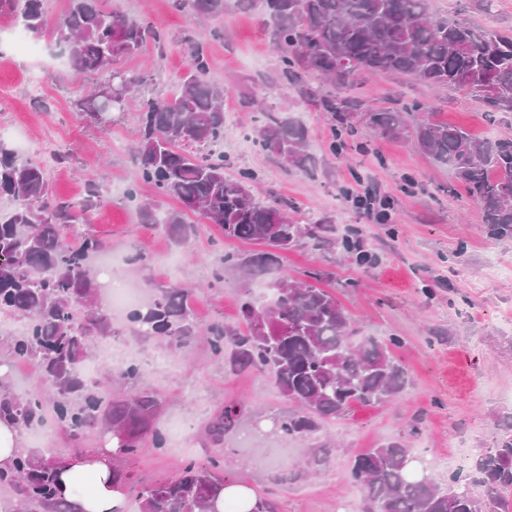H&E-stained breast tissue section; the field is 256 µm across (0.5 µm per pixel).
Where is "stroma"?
Returning <instances> with one entry per match:
<instances>
[{
	"mask_svg": "<svg viewBox=\"0 0 512 512\" xmlns=\"http://www.w3.org/2000/svg\"><path fill=\"white\" fill-rule=\"evenodd\" d=\"M112 6L134 18L148 17L165 31L164 46L147 43L138 56L117 62L128 70L153 63L155 91L172 90L187 74L186 38L204 45L212 79L227 91V177L252 170L264 194L294 204L307 221L328 220L341 233L362 230L367 249L378 257L375 265H360L339 251L302 249L289 252L288 271L297 277L318 271L321 287L335 295L360 335L400 337L395 354L412 376L398 401L358 405L322 426L316 441L329 453L319 466L311 464L312 449L294 442L278 470L236 451L226 454L225 479L272 497L277 512H362L363 495L348 482L347 469L356 455L382 441L404 440L416 456L433 460L430 474L436 480L469 472L478 449L493 447L512 425V236L493 234L452 170L410 141L374 137L359 124L334 135L329 114L316 111L296 92L279 90L274 83L279 58L260 10H242L227 0L223 17L202 22L175 10L172 0H112ZM430 10L512 33V0H498L493 12L485 0H430ZM26 42V50L16 51L13 29L0 20V53L16 54L0 66V134L21 138L37 160H49L54 151L64 155V162L49 171L57 198H81L91 180L101 186L106 201L93 214L92 230L109 250L148 255L144 266L122 265V277L148 289L177 281L199 285L195 307L201 324L236 322L238 295L254 283L228 267L223 287L214 288L211 271L221 252L245 255L257 251V244L224 239L218 226L202 224L189 245L177 246L141 224L140 206L148 203L166 213L179 204L145 184L135 201L124 195L136 180L129 148L139 98H129L111 122L99 123L77 112L74 95L78 88H96L98 74L72 70L49 38L30 36ZM349 92L383 108L431 104L435 120L463 126L480 139L512 137V112L489 118L475 98L436 90L406 75L362 71L353 76ZM256 98L263 99L266 111L291 113L307 128L309 149L319 161L315 176L252 147L247 135ZM335 142L341 145L336 153L331 150ZM367 184L378 185L387 196L391 223H370L362 210L338 200L339 189L356 193ZM219 240L224 243L220 251L215 248ZM125 338L132 351L170 359L176 367L172 373L164 367L145 372L141 380L164 399L160 425L168 428L181 418L190 422L181 448L161 454L148 445L141 449L133 461L140 477L165 478L189 457L206 462L212 450L200 431L227 402L246 400L265 415L289 411L269 379L234 375L214 362L205 337L178 351L130 332ZM109 436L100 429L77 445L52 424L42 442L28 438L24 447L49 460L103 447Z\"/></svg>",
	"mask_w": 512,
	"mask_h": 512,
	"instance_id": "stroma-1",
	"label": "stroma"
}]
</instances>
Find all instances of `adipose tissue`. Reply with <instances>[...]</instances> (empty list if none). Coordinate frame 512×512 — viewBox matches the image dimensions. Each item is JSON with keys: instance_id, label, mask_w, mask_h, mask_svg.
<instances>
[{"instance_id": "obj_1", "label": "adipose tissue", "mask_w": 512, "mask_h": 512, "mask_svg": "<svg viewBox=\"0 0 512 512\" xmlns=\"http://www.w3.org/2000/svg\"><path fill=\"white\" fill-rule=\"evenodd\" d=\"M58 490L72 512H122L123 496L112 485V451L84 458L56 457Z\"/></svg>"}]
</instances>
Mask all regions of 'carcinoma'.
I'll return each instance as SVG.
<instances>
[{"instance_id":"carcinoma-1","label":"carcinoma","mask_w":512,"mask_h":512,"mask_svg":"<svg viewBox=\"0 0 512 512\" xmlns=\"http://www.w3.org/2000/svg\"><path fill=\"white\" fill-rule=\"evenodd\" d=\"M260 2L272 23L273 46L280 59L279 84L299 90L305 101L329 114L340 129L357 119L370 132L408 139L424 154L450 168L480 207L483 223L500 236L512 235V137L478 140L465 129L436 122L429 107L375 109L349 95H336L303 82L312 73L344 87L359 70L397 72L430 85L462 90L476 97L484 112H512V34L476 29L435 17L429 0H236L250 9ZM226 0H173V6L199 19L224 14ZM32 36L51 32L69 66L94 72L100 84L112 83V106L100 92H79L78 111L99 118L122 109L131 93L145 87L149 75L113 67L121 57L141 53L149 40L161 46L165 33L146 18L132 19L106 9L102 0H70L66 14L52 19L45 0H0ZM189 72L178 87L142 102L132 151L137 181L173 198L181 210L157 215L146 209L142 220L163 229L178 245L194 232L189 213L219 226L224 237L256 242L265 249L246 256L221 255L212 280L224 285V265L254 280L266 279L272 298L260 304L239 296V320H214L200 328L193 308L196 289L188 283L155 291L151 301L131 310L130 328L186 349L197 336L207 339L212 356L233 372L253 371L269 378L279 395L294 406L285 416L267 417L271 434L306 442L329 421L345 417L357 405H386L409 385V373L392 354L396 336L380 340L359 336L336 297L318 286L320 274L288 276L285 259L297 249L361 252L358 235L338 237L324 221L304 224L279 200L253 193L256 174L244 169L224 175L227 159L209 148L224 141V87L209 75L207 53L186 41ZM254 146L308 171L315 165L306 127L291 116L259 112L252 128ZM83 202L56 199L46 166L24 159L0 139V199L14 207L0 215V312L25 322L17 335L0 334V345L15 361L37 363L44 388L54 392L58 427L77 443L87 433H112L116 458H135L144 442L161 451L168 436L158 423L163 399L141 387L138 362L108 370L107 382L90 381L79 365L94 345L116 333L105 307L89 304L95 285L92 257L104 244L80 223L104 203L95 183ZM266 319V335L254 332ZM134 391L105 394L112 381ZM45 397L0 395V414L21 429L44 424ZM258 413L230 402L208 421L204 434L216 445L245 416ZM417 459L402 441L382 443L349 465L352 483L364 494L367 512H512V433L504 431L475 463L478 479L459 473L446 482L413 475ZM112 484L136 492L141 512H209L226 485L224 456L200 464L190 459L164 480L148 482L124 464L113 465ZM0 487L17 492L22 512H68L59 500L57 474L50 463L22 454L9 471L0 470Z\"/></svg>"}]
</instances>
